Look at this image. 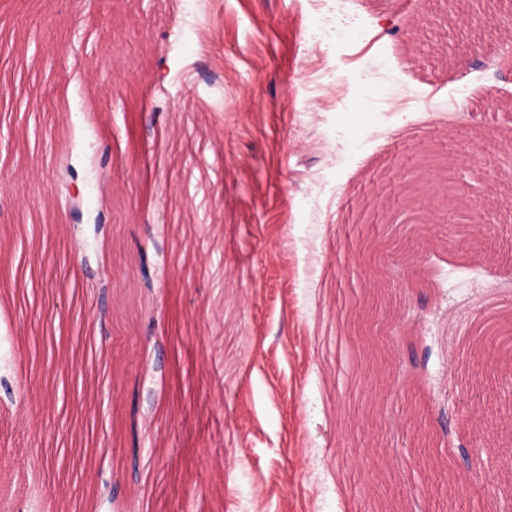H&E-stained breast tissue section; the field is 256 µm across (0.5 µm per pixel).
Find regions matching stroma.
Here are the masks:
<instances>
[{"mask_svg": "<svg viewBox=\"0 0 512 512\" xmlns=\"http://www.w3.org/2000/svg\"><path fill=\"white\" fill-rule=\"evenodd\" d=\"M466 3L336 0L324 46L310 0H0V376L29 392L0 512L46 455L47 512L108 478L140 512H512V352L475 320L512 330V0ZM415 207L416 265L367 253ZM375 279L398 338L336 324Z\"/></svg>", "mask_w": 512, "mask_h": 512, "instance_id": "1", "label": "stroma"}]
</instances>
